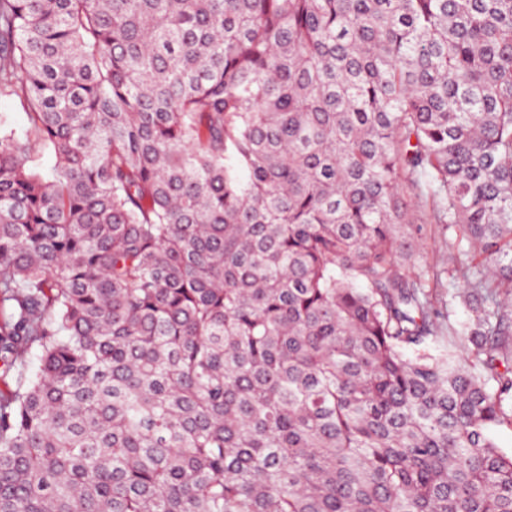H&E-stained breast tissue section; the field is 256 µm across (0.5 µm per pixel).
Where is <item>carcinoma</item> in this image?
Wrapping results in <instances>:
<instances>
[{
    "label": "carcinoma",
    "mask_w": 512,
    "mask_h": 512,
    "mask_svg": "<svg viewBox=\"0 0 512 512\" xmlns=\"http://www.w3.org/2000/svg\"><path fill=\"white\" fill-rule=\"evenodd\" d=\"M1 96L0 512H512V0H0ZM0 113L7 118L8 130L23 134L29 126V119L20 104L12 98L0 97ZM416 229L413 232L414 252L411 262L416 267L424 265L442 266L440 257L442 254V244L444 240V231L437 224H415ZM461 283L458 279L448 276L445 288H436L433 290V301L438 310L447 315L448 321L460 327L469 317L470 312L461 298Z\"/></svg>",
    "instance_id": "cac0c4a2"
}]
</instances>
